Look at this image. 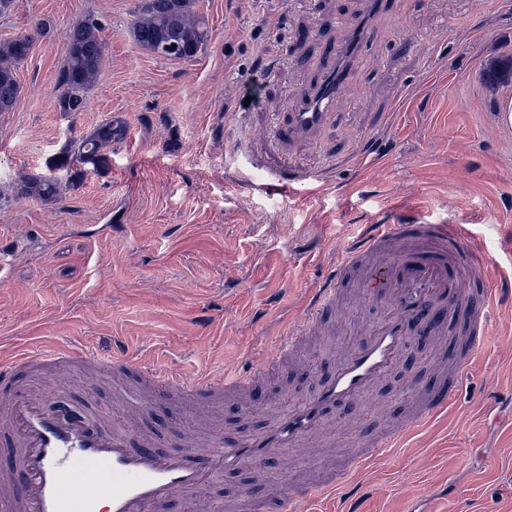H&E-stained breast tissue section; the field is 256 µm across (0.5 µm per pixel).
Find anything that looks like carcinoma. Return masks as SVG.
Listing matches in <instances>:
<instances>
[{
	"instance_id": "carcinoma-1",
	"label": "carcinoma",
	"mask_w": 512,
	"mask_h": 512,
	"mask_svg": "<svg viewBox=\"0 0 512 512\" xmlns=\"http://www.w3.org/2000/svg\"><path fill=\"white\" fill-rule=\"evenodd\" d=\"M136 43L159 58H194L209 40V29L196 11V0H137L132 23ZM66 64L62 71L61 92L56 102L61 112H82L87 93L100 76L105 43L98 23L78 20L64 31ZM24 37L0 43V112H8L20 94L16 71L27 59ZM127 126L119 119L109 120L89 135L73 142L52 160L55 170H71L77 164L102 165L101 149L125 137ZM21 197L52 202L61 193L56 177L33 175L17 187Z\"/></svg>"
}]
</instances>
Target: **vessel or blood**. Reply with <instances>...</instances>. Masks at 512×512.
I'll return each mask as SVG.
<instances>
[{"label": "vessel or blood", "mask_w": 512, "mask_h": 512, "mask_svg": "<svg viewBox=\"0 0 512 512\" xmlns=\"http://www.w3.org/2000/svg\"><path fill=\"white\" fill-rule=\"evenodd\" d=\"M373 30L360 21L348 43L330 50L316 92L302 94L293 111L275 127L276 145L323 129L333 118V103L349 86V72ZM463 224H384L360 237L323 286L310 296L301 323L287 331L282 344L234 381L209 376L161 375L119 353L101 359L83 350L50 347L36 353L0 357V436L9 441V461L0 466V512H171L180 502L189 512H207L200 492L224 474L261 470L265 461L289 452L306 455L340 406L372 394L397 367L423 312L443 317L455 312L460 346L454 377L462 379L475 353L490 337L491 312L512 300V290L492 287L488 258L468 242ZM379 304L382 315L363 324L361 342L340 352L326 381L309 398L289 407L265 403L266 427L232 439L207 438L206 409L224 393L262 383L280 361L308 337L324 333L326 316L340 312L352 322L356 309ZM27 367L37 382L23 384L17 372ZM77 370L85 394L95 390V373L133 377L148 391L184 394L203 409L194 426L182 433V451L161 448L150 435L132 437L130 423L115 424L94 407L78 409L74 418L53 407L63 385L61 370ZM448 395L416 394L409 411L385 431L360 435L359 452L349 466L314 479L293 492L276 485L281 512L312 493H331L341 512H363L364 492L353 474L399 441L445 414Z\"/></svg>", "instance_id": "vessel-or-blood-1"}]
</instances>
